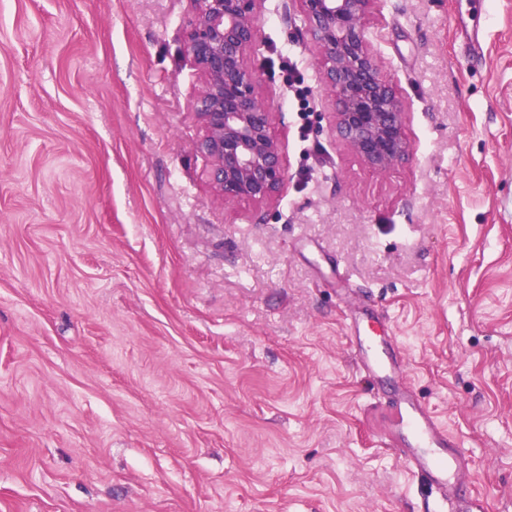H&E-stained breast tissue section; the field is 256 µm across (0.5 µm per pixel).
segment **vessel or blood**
Returning a JSON list of instances; mask_svg holds the SVG:
<instances>
[{
  "instance_id": "b4317fda",
  "label": "vessel or blood",
  "mask_w": 512,
  "mask_h": 512,
  "mask_svg": "<svg viewBox=\"0 0 512 512\" xmlns=\"http://www.w3.org/2000/svg\"><path fill=\"white\" fill-rule=\"evenodd\" d=\"M355 355L372 385L390 384L394 396L384 408L408 467L424 483L423 512H483L468 487L471 464L455 450L454 437L409 388L406 368L388 340L380 334L356 336Z\"/></svg>"
}]
</instances>
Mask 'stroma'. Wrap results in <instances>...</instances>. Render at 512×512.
<instances>
[{
	"instance_id": "obj_1",
	"label": "stroma",
	"mask_w": 512,
	"mask_h": 512,
	"mask_svg": "<svg viewBox=\"0 0 512 512\" xmlns=\"http://www.w3.org/2000/svg\"><path fill=\"white\" fill-rule=\"evenodd\" d=\"M195 8L0 0V512H423L369 415L363 308L512 512V0H376L413 146L384 175L336 138L299 0H264L265 204L209 180Z\"/></svg>"
}]
</instances>
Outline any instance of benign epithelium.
Returning <instances> with one entry per match:
<instances>
[{"label": "benign epithelium", "instance_id": "benign-epithelium-1", "mask_svg": "<svg viewBox=\"0 0 512 512\" xmlns=\"http://www.w3.org/2000/svg\"><path fill=\"white\" fill-rule=\"evenodd\" d=\"M320 54L321 84L335 103L337 139L378 174L412 153L405 112L394 84L370 50L366 20L375 0H300ZM262 0H196L185 50L198 64L203 89L194 103L199 149L224 201L270 202L287 179L271 103L257 95L247 56L257 47Z\"/></svg>", "mask_w": 512, "mask_h": 512}]
</instances>
